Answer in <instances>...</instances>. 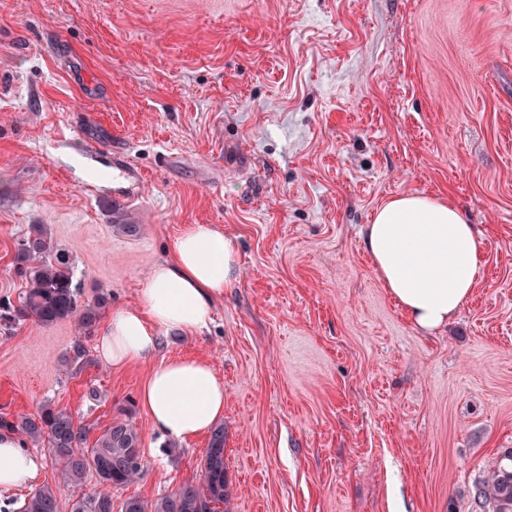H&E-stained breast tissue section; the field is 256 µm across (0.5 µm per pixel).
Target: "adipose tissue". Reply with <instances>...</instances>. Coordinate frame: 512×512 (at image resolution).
I'll return each mask as SVG.
<instances>
[{
  "label": "adipose tissue",
  "instance_id": "adipose-tissue-1",
  "mask_svg": "<svg viewBox=\"0 0 512 512\" xmlns=\"http://www.w3.org/2000/svg\"><path fill=\"white\" fill-rule=\"evenodd\" d=\"M364 247L388 295L407 319L431 332L445 326L471 297L482 274L474 225L459 208L434 196L401 195L376 211ZM235 237L205 224L186 225L172 254L156 264L132 307L110 314L97 341L99 356L120 368L155 351L162 328L197 331L238 273ZM140 401L158 432L179 440L206 434L224 415V385L210 362L177 358L157 365ZM17 433L0 434V487L32 483L39 457Z\"/></svg>",
  "mask_w": 512,
  "mask_h": 512
}]
</instances>
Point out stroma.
Segmentation results:
<instances>
[{"mask_svg": "<svg viewBox=\"0 0 512 512\" xmlns=\"http://www.w3.org/2000/svg\"><path fill=\"white\" fill-rule=\"evenodd\" d=\"M406 193L458 207L484 257L433 333L362 246ZM35 224L97 316L0 322V415L64 408L92 440L131 418L113 512L202 480L208 437L139 402L171 358L224 385L230 512H473L512 448V0H0V301ZM188 224L238 237V279L207 327L112 368L110 312Z\"/></svg>", "mask_w": 512, "mask_h": 512, "instance_id": "1", "label": "stroma"}]
</instances>
